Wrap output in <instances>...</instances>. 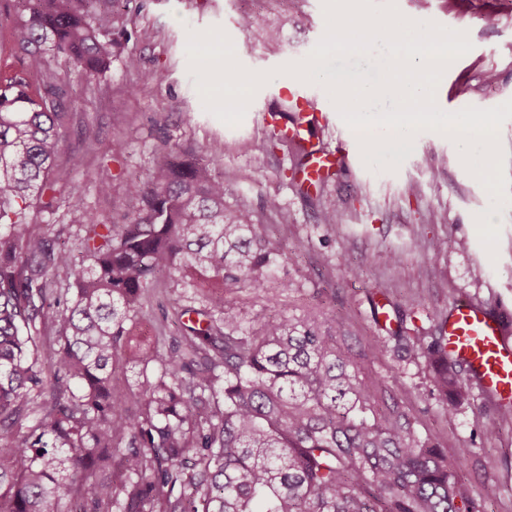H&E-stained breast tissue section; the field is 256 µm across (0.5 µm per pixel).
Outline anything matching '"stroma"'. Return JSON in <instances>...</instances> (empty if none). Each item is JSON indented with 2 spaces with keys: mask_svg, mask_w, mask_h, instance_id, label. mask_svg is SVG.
<instances>
[{
  "mask_svg": "<svg viewBox=\"0 0 512 512\" xmlns=\"http://www.w3.org/2000/svg\"><path fill=\"white\" fill-rule=\"evenodd\" d=\"M370 4L378 20L383 9L397 6L421 33L432 21L467 33L471 49L449 65L437 86L441 109H488L512 100V0ZM129 8L133 21L119 41L141 67L129 70L122 57H113L92 84L88 110L68 125L66 144L75 147L88 132L97 149L70 171L72 191L56 195L52 210L39 213V230L60 235L75 264H86L81 211H96L104 224L122 220L129 197L164 160L161 140L195 149L224 180L225 210L263 221L287 254L263 295L188 275L197 300L223 294L258 323L281 314H325L356 351L381 341V351L366 361L373 377L385 381L418 435L443 449L462 489L483 512H512V419H501L499 405L474 387L467 399L449 403L432 384L429 358L414 345L418 336L437 339L451 307L466 298L512 313V119L498 129L507 201L489 195L465 169L454 142L431 131L419 132L415 147L399 156L352 149L348 167L319 194L306 195L291 176V149L271 145L261 115L289 81L280 66L304 60L323 37L322 0H129ZM245 13L259 20L247 33L239 27ZM214 26L232 43L249 40L250 52L237 53V61L249 72L269 74L236 126L205 109L197 89L200 71L188 65V34ZM155 72L163 73L161 83L150 81ZM116 135L126 142L118 155L112 152ZM97 179L109 183L108 194L97 193ZM271 198L291 223H279L267 211ZM325 199L336 202L338 221L322 213ZM490 209L495 223L482 224ZM300 239L306 248L298 252ZM434 239L445 249L428 248ZM178 295L164 279L149 288L133 329L144 344L179 336ZM490 423L496 430L489 435Z\"/></svg>",
  "mask_w": 512,
  "mask_h": 512,
  "instance_id": "1",
  "label": "stroma"
}]
</instances>
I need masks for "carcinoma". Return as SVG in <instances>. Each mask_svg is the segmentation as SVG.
Returning a JSON list of instances; mask_svg holds the SVG:
<instances>
[{"label":"carcinoma","mask_w":512,"mask_h":512,"mask_svg":"<svg viewBox=\"0 0 512 512\" xmlns=\"http://www.w3.org/2000/svg\"><path fill=\"white\" fill-rule=\"evenodd\" d=\"M0 512H481L439 446L384 400L386 386L342 349L337 326L280 315L256 326L212 295L200 323L140 349L131 326L148 289L191 270L254 293L283 258L262 222L224 211V179L173 150L121 224L83 213L77 266L35 231L68 88L111 66L131 22L112 0H0ZM21 61L20 69L11 59ZM72 297L54 293L62 272ZM435 386L465 394L440 342ZM142 363L137 409L118 385ZM188 492L172 498L175 487Z\"/></svg>","instance_id":"obj_1"}]
</instances>
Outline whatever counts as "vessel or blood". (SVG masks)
Listing matches in <instances>:
<instances>
[{
    "label": "vessel or blood",
    "instance_id": "obj_1",
    "mask_svg": "<svg viewBox=\"0 0 512 512\" xmlns=\"http://www.w3.org/2000/svg\"><path fill=\"white\" fill-rule=\"evenodd\" d=\"M327 122L326 113L292 86L263 115L264 125L273 126L296 153L295 180L301 191H320L349 161V141L330 146L321 140L319 130ZM442 336V351L468 368L485 397L500 405L512 403V314L462 300L449 312Z\"/></svg>",
    "mask_w": 512,
    "mask_h": 512
}]
</instances>
